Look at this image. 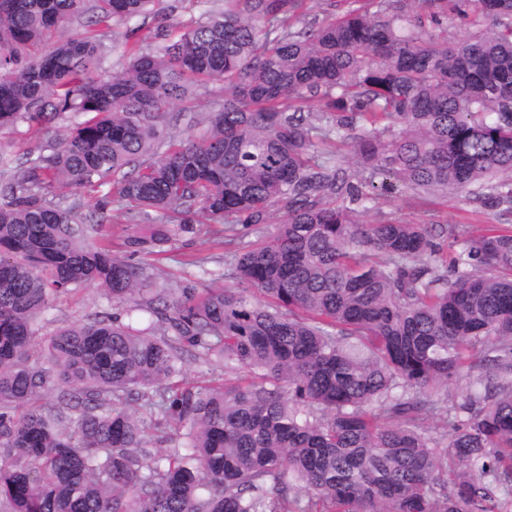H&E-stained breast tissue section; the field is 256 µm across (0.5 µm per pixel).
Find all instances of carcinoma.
Wrapping results in <instances>:
<instances>
[{"label":"carcinoma","instance_id":"cac0c4a2","mask_svg":"<svg viewBox=\"0 0 512 512\" xmlns=\"http://www.w3.org/2000/svg\"><path fill=\"white\" fill-rule=\"evenodd\" d=\"M163 2L0 0V129L82 117L48 154L0 153V512H512V224L356 219L400 188L512 215V0H420L404 27L407 0H340L300 29L305 0H224L149 49L130 29L103 71L101 27ZM450 13L493 24L439 40ZM214 82L207 132L167 135L165 111ZM114 201L139 229L123 254ZM274 208L223 287L157 285L177 235ZM89 286L148 326L96 314L43 367L35 320ZM189 360L242 377L196 385Z\"/></svg>","mask_w":512,"mask_h":512}]
</instances>
